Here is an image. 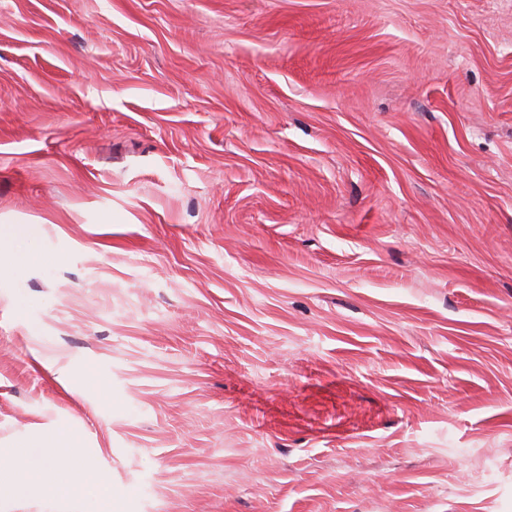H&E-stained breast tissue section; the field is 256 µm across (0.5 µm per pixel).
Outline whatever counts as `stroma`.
Wrapping results in <instances>:
<instances>
[{
  "mask_svg": "<svg viewBox=\"0 0 512 512\" xmlns=\"http://www.w3.org/2000/svg\"><path fill=\"white\" fill-rule=\"evenodd\" d=\"M0 512H512V0H0ZM64 451L49 448L41 460L35 461L29 457L27 448H14L7 463L0 455V486L9 485L20 493L36 486L57 495L75 494L79 492V486L72 479L74 473L98 482L104 479L91 457Z\"/></svg>",
  "mask_w": 512,
  "mask_h": 512,
  "instance_id": "stroma-1",
  "label": "stroma"
}]
</instances>
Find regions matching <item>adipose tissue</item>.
Segmentation results:
<instances>
[{
	"label": "adipose tissue",
	"instance_id": "ef3b65f1",
	"mask_svg": "<svg viewBox=\"0 0 512 512\" xmlns=\"http://www.w3.org/2000/svg\"><path fill=\"white\" fill-rule=\"evenodd\" d=\"M77 473L98 482L103 479L91 457L59 448L49 449L38 461L30 458L27 449L16 448L8 462L0 461V485H8L20 493L33 486L57 495L78 493L79 487L73 479Z\"/></svg>",
	"mask_w": 512,
	"mask_h": 512
}]
</instances>
